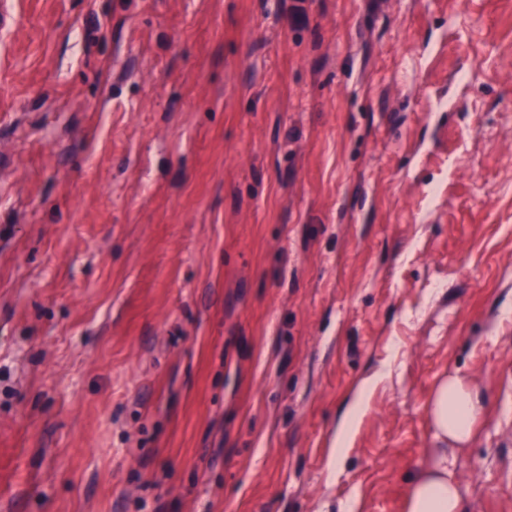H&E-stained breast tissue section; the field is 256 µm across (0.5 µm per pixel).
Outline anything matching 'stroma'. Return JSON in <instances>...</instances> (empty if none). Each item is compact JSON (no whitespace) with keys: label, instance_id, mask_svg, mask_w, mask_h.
Masks as SVG:
<instances>
[{"label":"stroma","instance_id":"obj_1","mask_svg":"<svg viewBox=\"0 0 512 512\" xmlns=\"http://www.w3.org/2000/svg\"><path fill=\"white\" fill-rule=\"evenodd\" d=\"M13 2L0 512H512V0ZM483 410L479 391L466 374L455 370L437 386L431 402L435 451L415 474L406 512H462L463 498L455 479L453 443H467ZM369 382H366L358 391L354 401L345 413L336 431V465L339 456L347 448L354 436L365 408V395Z\"/></svg>","mask_w":512,"mask_h":512}]
</instances>
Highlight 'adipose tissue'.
I'll return each instance as SVG.
<instances>
[{"instance_id":"adipose-tissue-1","label":"adipose tissue","mask_w":512,"mask_h":512,"mask_svg":"<svg viewBox=\"0 0 512 512\" xmlns=\"http://www.w3.org/2000/svg\"><path fill=\"white\" fill-rule=\"evenodd\" d=\"M482 410L479 391L466 374L455 370L440 381L431 402L435 450L413 478L406 512H462L456 455L447 445L470 441Z\"/></svg>"}]
</instances>
